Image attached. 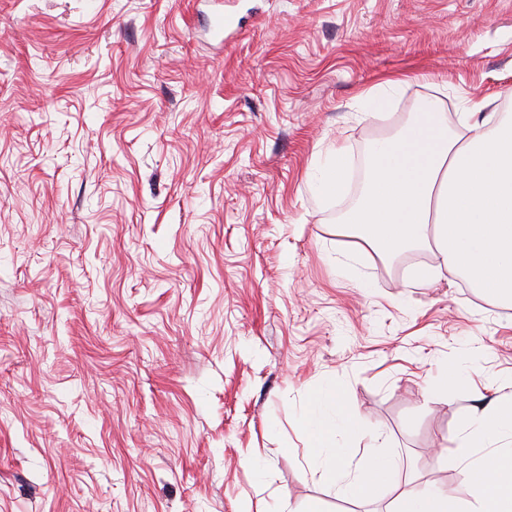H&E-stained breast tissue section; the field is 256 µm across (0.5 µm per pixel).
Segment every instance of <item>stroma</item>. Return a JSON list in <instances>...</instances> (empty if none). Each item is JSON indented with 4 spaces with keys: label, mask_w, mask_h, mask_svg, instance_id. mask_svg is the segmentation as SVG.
<instances>
[{
    "label": "stroma",
    "mask_w": 512,
    "mask_h": 512,
    "mask_svg": "<svg viewBox=\"0 0 512 512\" xmlns=\"http://www.w3.org/2000/svg\"><path fill=\"white\" fill-rule=\"evenodd\" d=\"M487 94L512 114V0H0V512H386L319 480L327 392L342 468L374 430L398 481L468 500L456 437L512 396V306L409 286L437 254L361 249L354 194L310 181L339 143L358 186L425 99ZM404 82V80L396 78L384 79L373 87L364 90L359 97L361 100L368 102L374 110L378 111L384 107L391 93L396 91Z\"/></svg>",
    "instance_id": "35a3bbf8"
}]
</instances>
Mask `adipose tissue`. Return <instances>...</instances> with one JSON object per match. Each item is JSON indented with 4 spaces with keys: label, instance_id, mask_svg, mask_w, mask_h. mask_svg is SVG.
Here are the masks:
<instances>
[{
    "label": "adipose tissue",
    "instance_id": "ef3b65f1",
    "mask_svg": "<svg viewBox=\"0 0 512 512\" xmlns=\"http://www.w3.org/2000/svg\"><path fill=\"white\" fill-rule=\"evenodd\" d=\"M490 97L464 102L452 133L435 104L425 105L399 134L372 149L356 205L342 224L378 255L435 249L449 271L476 293L512 303V119L489 114ZM313 189L320 206L349 191V156L343 146L326 154ZM459 439L462 448L512 436V403L473 408ZM312 458H324L320 477L348 498L376 487L394 492L393 512H512V448L471 463V499L452 490L399 483L394 464L370 436L356 476L337 470L336 437L356 426L352 410L329 396L310 402L305 416Z\"/></svg>",
    "mask_w": 512,
    "mask_h": 512
}]
</instances>
